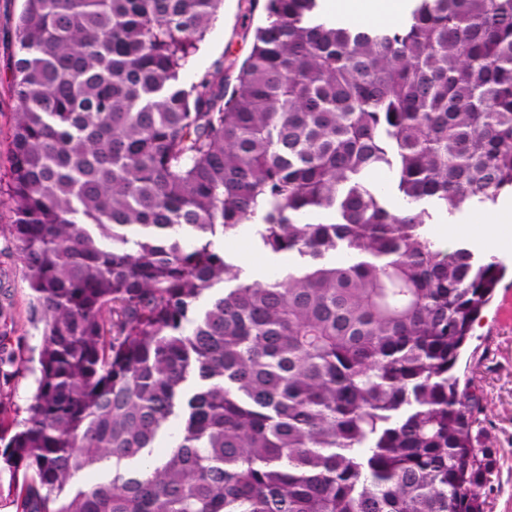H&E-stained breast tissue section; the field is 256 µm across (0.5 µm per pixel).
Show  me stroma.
<instances>
[{"instance_id": "obj_1", "label": "stroma", "mask_w": 512, "mask_h": 512, "mask_svg": "<svg viewBox=\"0 0 512 512\" xmlns=\"http://www.w3.org/2000/svg\"><path fill=\"white\" fill-rule=\"evenodd\" d=\"M23 0H0V175L10 166L8 137L16 100L11 91L12 63L18 54L16 27ZM262 4L247 0H224L217 18L185 66V85L198 83L219 66L242 61L250 52L254 26L263 23ZM234 78V71L226 73ZM512 210V193H503L492 209L464 204L452 215L433 217L426 232L444 251L457 244H468L482 257L493 256L505 267V276L490 304L484 309L466 345L462 361L482 398L479 447L494 451L492 473L481 489L486 512H512V248L491 249L483 242L485 219L491 214ZM241 265L253 281L265 282L295 267L294 254L272 256L258 249L253 239L240 232L215 241ZM0 307L12 318L7 323L11 344L18 356L28 357L41 343L42 326L30 311V291L17 257V243L9 234H0Z\"/></svg>"}]
</instances>
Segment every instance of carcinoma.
I'll return each mask as SVG.
<instances>
[{
    "mask_svg": "<svg viewBox=\"0 0 512 512\" xmlns=\"http://www.w3.org/2000/svg\"><path fill=\"white\" fill-rule=\"evenodd\" d=\"M221 2L24 0L7 232L44 329L26 416L0 391L20 512H484L456 366L503 268L421 228L512 190V0H411L384 29L264 0L234 82L187 88ZM241 229L302 263L243 277L213 241Z\"/></svg>",
    "mask_w": 512,
    "mask_h": 512,
    "instance_id": "cac0c4a2",
    "label": "carcinoma"
}]
</instances>
